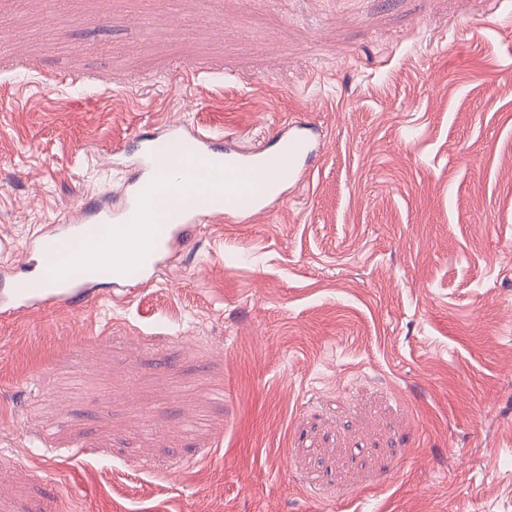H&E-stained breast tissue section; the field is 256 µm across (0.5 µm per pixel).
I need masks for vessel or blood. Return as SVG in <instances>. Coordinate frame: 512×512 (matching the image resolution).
<instances>
[{"mask_svg": "<svg viewBox=\"0 0 512 512\" xmlns=\"http://www.w3.org/2000/svg\"><path fill=\"white\" fill-rule=\"evenodd\" d=\"M316 127L304 122L296 132H279L274 152L263 149L214 148L210 137L196 131L170 128L164 136L143 140L138 156V175L116 212L96 206L84 207L80 217H67L33 239L31 255L43 264L54 266L51 283L34 277H10L0 289V314L11 317L35 309L61 304L79 305L93 301L100 279L121 285L130 277L147 283L182 242L189 227L200 215L241 219L264 210L271 198L270 187L299 183L318 146ZM224 160V187L211 189L203 175L216 158ZM170 193L179 200V217L173 224H158L153 219L151 198ZM118 221L121 236L102 242L104 250L120 246L132 249L135 257L123 269L109 261L87 267L71 261L59 264L54 246L62 239H82L97 235L101 225Z\"/></svg>", "mask_w": 512, "mask_h": 512, "instance_id": "vessel-or-blood-1", "label": "vessel or blood"}]
</instances>
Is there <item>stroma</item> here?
I'll return each instance as SVG.
<instances>
[{"instance_id":"35a3bbf8","label":"stroma","mask_w":512,"mask_h":512,"mask_svg":"<svg viewBox=\"0 0 512 512\" xmlns=\"http://www.w3.org/2000/svg\"><path fill=\"white\" fill-rule=\"evenodd\" d=\"M0 36L16 276L168 123L323 134L152 282L0 318V512H512V0H0Z\"/></svg>"}]
</instances>
